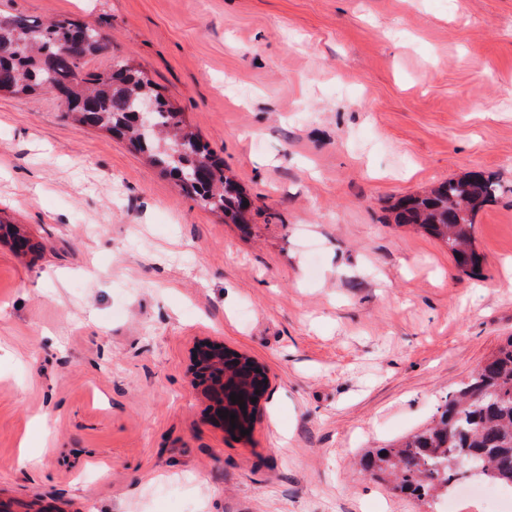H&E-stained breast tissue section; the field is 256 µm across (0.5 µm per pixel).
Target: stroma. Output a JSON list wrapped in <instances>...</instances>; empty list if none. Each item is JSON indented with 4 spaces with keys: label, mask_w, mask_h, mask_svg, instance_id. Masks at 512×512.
Returning a JSON list of instances; mask_svg holds the SVG:
<instances>
[{
    "label": "stroma",
    "mask_w": 512,
    "mask_h": 512,
    "mask_svg": "<svg viewBox=\"0 0 512 512\" xmlns=\"http://www.w3.org/2000/svg\"><path fill=\"white\" fill-rule=\"evenodd\" d=\"M110 42L223 159L248 227L50 93L0 96V503L10 512H437L356 455L425 427L512 337V0H0ZM470 171L479 273L388 223ZM268 372L249 436L187 374ZM219 345V348H216ZM227 348L224 342L217 340H206L199 343L193 350L189 366V384L193 390L200 395L206 404V417L210 423L215 426L226 429L223 412L227 405L226 395L229 392L228 386L224 380V359L227 354ZM243 358V359H241ZM229 368L238 371L242 378L240 384H232L241 387L243 391L256 397L261 391L266 389L265 378L260 379L262 375L256 372V367L252 360L247 357H237L236 359L225 362ZM259 390V393H256ZM218 411H222L218 415Z\"/></svg>",
    "instance_id": "1"
}]
</instances>
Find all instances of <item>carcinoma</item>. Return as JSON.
Listing matches in <instances>:
<instances>
[{
    "mask_svg": "<svg viewBox=\"0 0 512 512\" xmlns=\"http://www.w3.org/2000/svg\"><path fill=\"white\" fill-rule=\"evenodd\" d=\"M4 19L9 25L0 26V94L63 91L65 116L128 139L182 192L235 224L246 223L240 185L224 174L215 152L188 128L182 113L157 92L143 71L126 62L103 72L83 71L73 44L79 36L95 38L96 29L84 33L86 23L69 17ZM25 32L32 33L35 42L21 50L17 41ZM144 97L156 103L157 133L150 136L141 133L136 118ZM500 192L493 175L473 172L427 193L398 199L390 208L391 219L439 241L461 271L473 274L483 263L474 247L475 218ZM227 365L245 378L239 387L251 396L266 389L249 358L238 357ZM359 465L370 477L389 483L394 493L418 500L435 502L448 496L462 467L485 482L512 489V337L448 394L428 426L384 449L367 450Z\"/></svg>",
    "mask_w": 512,
    "mask_h": 512,
    "instance_id": "cac0c4a2",
    "label": "carcinoma"
}]
</instances>
